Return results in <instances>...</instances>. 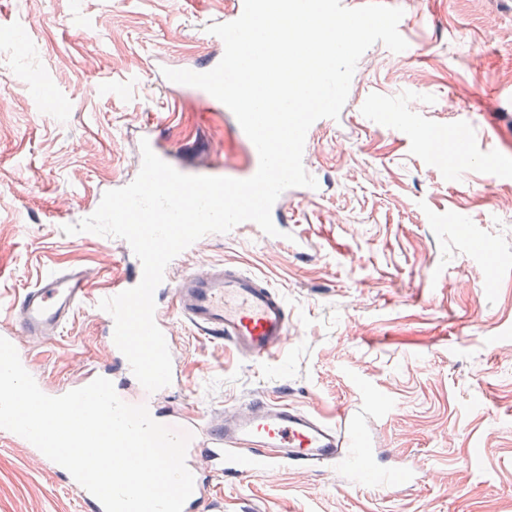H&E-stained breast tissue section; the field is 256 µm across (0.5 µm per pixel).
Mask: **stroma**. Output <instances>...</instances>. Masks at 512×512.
Listing matches in <instances>:
<instances>
[{
	"mask_svg": "<svg viewBox=\"0 0 512 512\" xmlns=\"http://www.w3.org/2000/svg\"><path fill=\"white\" fill-rule=\"evenodd\" d=\"M225 2L0 0V318L50 269L87 268L96 288L131 273L120 243L63 227L135 178L145 134L176 159L244 164L223 113L156 78L220 54L194 33ZM394 2L414 53L377 43L360 58L304 160L320 196L285 201L288 245L243 228L171 267L176 279L230 262L268 279L288 302L287 351L246 359L172 315L182 383L157 399L228 419L259 396L327 418L346 409L418 480L355 489L332 468L282 469L218 481L215 512H512V0ZM462 125L469 158L451 170L441 156ZM19 346L52 389L112 361L86 311ZM0 512L80 503L34 451L0 438Z\"/></svg>",
	"mask_w": 512,
	"mask_h": 512,
	"instance_id": "obj_1",
	"label": "stroma"
}]
</instances>
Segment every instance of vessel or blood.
Returning <instances> with one entry per match:
<instances>
[{
	"label": "vessel or blood",
	"instance_id": "obj_1",
	"mask_svg": "<svg viewBox=\"0 0 512 512\" xmlns=\"http://www.w3.org/2000/svg\"><path fill=\"white\" fill-rule=\"evenodd\" d=\"M141 269L125 279L111 281L101 295H93L91 275L80 266L57 268L26 289L11 311L12 332L44 339L55 337L82 308L97 310L101 298L115 296L140 281ZM171 307H156L154 320L168 331L171 314H178L201 333L227 341L237 354L251 360H269L284 351L292 328L285 296L257 274L231 263L207 265L179 280L164 279ZM330 422L302 406L249 401L247 413L227 423L223 415H173L168 425L190 433L186 466L194 489L183 512H208L213 478L246 479L274 470L294 468L316 471L336 467L350 473L373 475L378 486L394 483L399 473L374 465V450L366 431L349 411ZM208 465L200 467L198 456ZM55 479L75 490L82 512H104L101 502L80 487L59 464H51Z\"/></svg>",
	"mask_w": 512,
	"mask_h": 512
}]
</instances>
